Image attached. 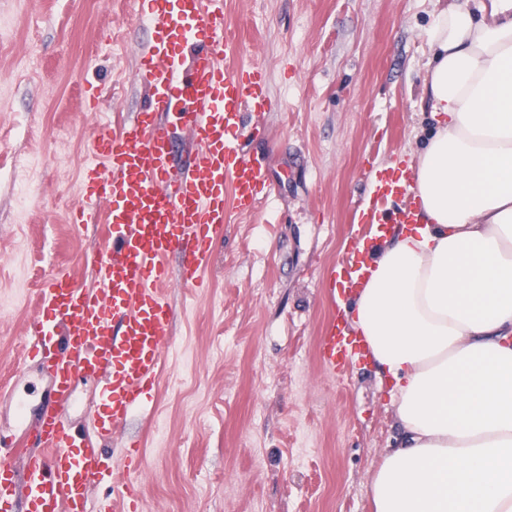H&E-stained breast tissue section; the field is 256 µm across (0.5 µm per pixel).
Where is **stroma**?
Segmentation results:
<instances>
[{
    "label": "stroma",
    "instance_id": "obj_1",
    "mask_svg": "<svg viewBox=\"0 0 512 512\" xmlns=\"http://www.w3.org/2000/svg\"><path fill=\"white\" fill-rule=\"evenodd\" d=\"M440 0H224L228 53L262 67L276 105L246 150L276 196L228 209L206 286H171L174 336L141 409L105 444L112 471L90 508L111 503L126 438L141 441L139 512H370L373 472L400 435L393 403L360 358L334 372L319 339L333 313L325 283L361 239L368 184L405 169L431 114L422 107L427 32ZM140 0H0V435L52 399L24 364L34 296L56 273L88 284L93 225L70 223L99 126L142 101L136 54L149 31ZM101 92L88 110L85 85ZM64 413L83 431L93 378Z\"/></svg>",
    "mask_w": 512,
    "mask_h": 512
}]
</instances>
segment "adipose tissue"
Masks as SVG:
<instances>
[{"instance_id": "ef3b65f1", "label": "adipose tissue", "mask_w": 512, "mask_h": 512, "mask_svg": "<svg viewBox=\"0 0 512 512\" xmlns=\"http://www.w3.org/2000/svg\"><path fill=\"white\" fill-rule=\"evenodd\" d=\"M419 221L369 250L352 305L401 432L373 512H512V0H448L429 31Z\"/></svg>"}]
</instances>
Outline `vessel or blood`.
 <instances>
[{
    "instance_id": "obj_1",
    "label": "vessel or blood",
    "mask_w": 512,
    "mask_h": 512,
    "mask_svg": "<svg viewBox=\"0 0 512 512\" xmlns=\"http://www.w3.org/2000/svg\"><path fill=\"white\" fill-rule=\"evenodd\" d=\"M141 19L151 32L138 52L136 75L146 105L112 134L95 132L92 160L82 185L75 224L96 225L105 250L86 257L90 287L57 273L41 289L39 319L31 326L27 358L52 384L55 408L38 419V452L21 448L18 435H0V512H89L88 495L98 481L99 451L78 436L61 409L73 400L77 375L99 379L105 414L95 421L97 438L125 425L160 373L172 343V309L165 293L171 280L185 288L202 282L211 246L225 222L227 204L254 212L273 187L265 164L250 156L246 137L262 135L242 114L270 110L266 74L259 67L223 65L224 0H147ZM188 135V163L170 164L173 126ZM108 201L106 223L99 201ZM180 254L178 272L168 258ZM363 261L341 267L334 281L357 288ZM345 327L329 323L321 354L329 366L359 353ZM125 487L113 512H136L132 486L143 461L129 449Z\"/></svg>"
}]
</instances>
